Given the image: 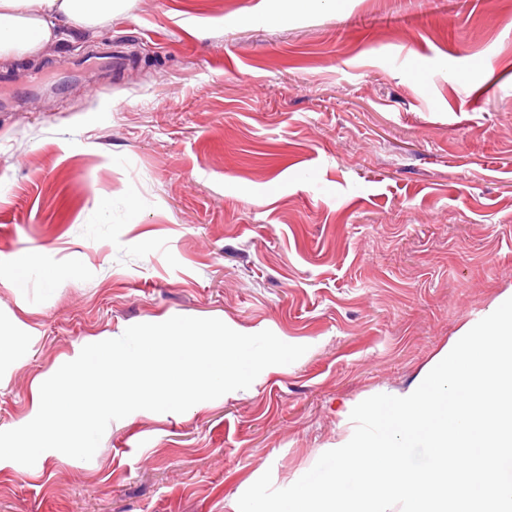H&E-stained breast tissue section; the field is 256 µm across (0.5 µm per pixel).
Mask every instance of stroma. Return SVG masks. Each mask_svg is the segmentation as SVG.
I'll return each instance as SVG.
<instances>
[{
    "label": "stroma",
    "instance_id": "stroma-1",
    "mask_svg": "<svg viewBox=\"0 0 512 512\" xmlns=\"http://www.w3.org/2000/svg\"><path fill=\"white\" fill-rule=\"evenodd\" d=\"M125 0L0 89V431L80 347L217 318L306 346L93 458L0 460V512H238L512 289V0ZM112 221L90 231L95 200Z\"/></svg>",
    "mask_w": 512,
    "mask_h": 512
}]
</instances>
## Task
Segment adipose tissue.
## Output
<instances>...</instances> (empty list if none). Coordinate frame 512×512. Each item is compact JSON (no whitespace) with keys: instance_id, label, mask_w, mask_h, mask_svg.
Masks as SVG:
<instances>
[{"instance_id":"ef3b65f1","label":"adipose tissue","mask_w":512,"mask_h":512,"mask_svg":"<svg viewBox=\"0 0 512 512\" xmlns=\"http://www.w3.org/2000/svg\"><path fill=\"white\" fill-rule=\"evenodd\" d=\"M117 0H0V57L35 55L58 24L92 28L111 21Z\"/></svg>"}]
</instances>
